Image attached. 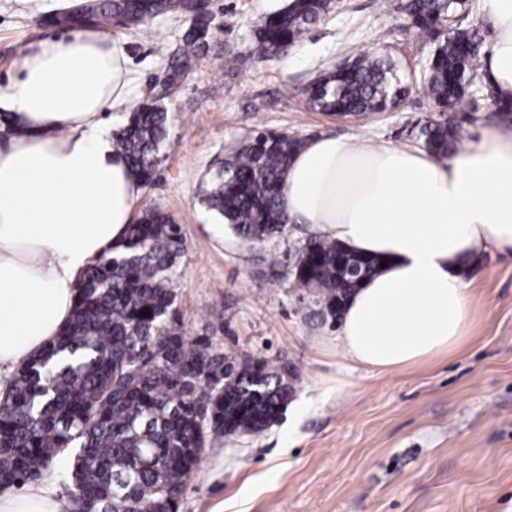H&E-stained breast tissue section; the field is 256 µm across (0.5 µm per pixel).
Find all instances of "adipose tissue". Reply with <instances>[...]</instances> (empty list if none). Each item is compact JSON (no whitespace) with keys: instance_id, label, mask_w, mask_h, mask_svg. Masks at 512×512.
<instances>
[{"instance_id":"ef3b65f1","label":"adipose tissue","mask_w":512,"mask_h":512,"mask_svg":"<svg viewBox=\"0 0 512 512\" xmlns=\"http://www.w3.org/2000/svg\"><path fill=\"white\" fill-rule=\"evenodd\" d=\"M492 34L482 78L512 105V0H479ZM122 41L87 30L46 39L0 87V365H18L68 324L81 273L117 244L143 188L106 118L130 105ZM281 207L289 223L385 260L347 300L336 354L371 374L461 348L476 309L463 277L512 249V131L489 130L439 159L407 145L320 135L294 155ZM52 483L0 489V512H64Z\"/></svg>"}]
</instances>
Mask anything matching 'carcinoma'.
<instances>
[{
  "label": "carcinoma",
  "mask_w": 512,
  "mask_h": 512,
  "mask_svg": "<svg viewBox=\"0 0 512 512\" xmlns=\"http://www.w3.org/2000/svg\"><path fill=\"white\" fill-rule=\"evenodd\" d=\"M79 28L140 31L161 15L182 19V45L168 61L164 92L148 93L113 134L132 179L153 185L168 135L162 100L209 45L214 16L194 0H89ZM469 0H407L409 26L430 45L417 90L445 111L476 108L480 69L476 31L448 26ZM331 0H288L255 31L251 55L266 61L296 44ZM411 90L393 56L363 53L324 72L304 91L312 110L347 117L386 112ZM437 158L463 149L451 120L423 128ZM303 140L286 132L252 135L204 191L206 207L241 239L263 243L285 232L284 179ZM185 252L175 218L144 209L122 241L82 275L71 319L41 354L19 367L0 400V485L22 487L66 463L71 512H179L206 445L224 436L259 435L293 392L288 364L237 356L213 341L216 326L194 338L181 332L174 276ZM380 260L310 236L291 263V286L314 298L332 324Z\"/></svg>",
  "instance_id": "cac0c4a2"
}]
</instances>
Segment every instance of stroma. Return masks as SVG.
<instances>
[{
	"label": "stroma",
	"mask_w": 512,
	"mask_h": 512,
	"mask_svg": "<svg viewBox=\"0 0 512 512\" xmlns=\"http://www.w3.org/2000/svg\"><path fill=\"white\" fill-rule=\"evenodd\" d=\"M68 2L0 0V87L31 46L68 35L39 23ZM405 3L333 0L285 55L260 62L249 53L253 32L286 0H215L206 53L164 101L168 139L137 206L161 207L182 226L174 287L183 333L198 336L222 319L229 331L215 336L221 348L294 369L288 405L267 431L206 446L179 512H512V251L485 252L466 271L477 319L461 349L399 371L352 372L337 362L335 327L315 317L285 275L305 226L254 247L201 201L210 176L257 130L419 146L426 124L455 119L416 92L355 118L305 105L309 82L371 48L396 55L404 74L419 71L427 50L414 41ZM185 28L160 16L148 32L112 30L134 71L133 100L166 75L155 35L174 49ZM340 378L351 383L342 393Z\"/></svg>",
	"instance_id": "1"
}]
</instances>
